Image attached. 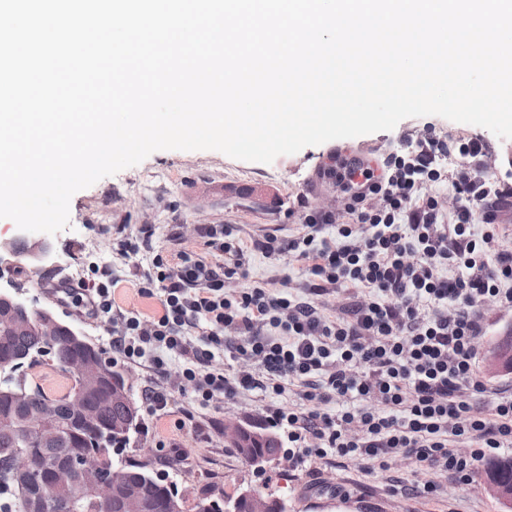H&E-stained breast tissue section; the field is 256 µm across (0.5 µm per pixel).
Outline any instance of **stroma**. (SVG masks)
<instances>
[{
    "label": "stroma",
    "mask_w": 512,
    "mask_h": 512,
    "mask_svg": "<svg viewBox=\"0 0 512 512\" xmlns=\"http://www.w3.org/2000/svg\"><path fill=\"white\" fill-rule=\"evenodd\" d=\"M428 122L442 135H464L471 130L470 125L435 115L404 119L393 130L360 136L358 142L369 148L396 149L408 133H423ZM327 150L324 143L308 146L269 164L236 160L215 150L154 152L141 163L76 192L70 200L68 228L48 238L49 255L35 264L23 263L17 272L0 266V291L16 295L28 306L53 310L108 354L112 351L110 324L53 301L46 286L30 273L36 268L52 270L68 261L86 272L95 265L107 266L120 280V306L152 313L157 304L136 295L141 270L118 256L113 225H153L154 250L199 255L203 252L201 229L229 224L248 248L252 280L298 281L299 262L267 259L252 244L270 233L300 232L288 211L302 193L304 179ZM484 317L489 327L479 341L475 371L488 383L512 388V372L490 367L488 357L495 336L512 323V315L489 306ZM180 372L179 360L169 358L165 380L176 391L173 410L161 417L141 412V427L131 436L122 457L166 476L178 489L190 490L185 512H195V500L203 495L232 496L247 487L275 493L287 502L288 512H505L488 490L480 469L472 481L458 483L444 472L416 474L403 459L393 461L386 470L367 467L354 458L324 460L318 462L314 479L285 452L266 466L251 465L225 441V424L263 429L269 402L307 411L298 383L288 382L277 395L243 391L224 404L203 408L193 404L190 394L178 393ZM184 407L192 409L195 419L184 428H175L174 413ZM426 482L438 486L439 494L417 493V486Z\"/></svg>",
    "instance_id": "35a3bbf8"
}]
</instances>
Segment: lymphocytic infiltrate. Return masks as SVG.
Masks as SVG:
<instances>
[{"label": "lymphocytic infiltrate", "mask_w": 512, "mask_h": 512, "mask_svg": "<svg viewBox=\"0 0 512 512\" xmlns=\"http://www.w3.org/2000/svg\"><path fill=\"white\" fill-rule=\"evenodd\" d=\"M496 152L484 135L447 138L431 125L402 151H386L381 176L367 174L360 187L330 169L349 196L346 217L303 195L294 211L302 233L257 243L266 258L300 263L306 298L249 282L244 249L226 224L201 230L210 259L153 257L136 285L138 297L156 300L153 315L122 309L106 269L70 296L107 318L124 363L148 364L160 377L166 356L178 357L200 406L299 381L308 411L272 404L265 415L298 465L355 457L385 469L401 457L467 482L487 450L512 447V393L474 372L482 309L512 312V245L486 207L496 191L512 196V173L486 170ZM437 184L452 188V209L432 194ZM230 280L248 286L229 294ZM331 286L366 295L329 318L314 299ZM221 349L259 360L263 377L214 368ZM334 401L345 409L324 412Z\"/></svg>", "instance_id": "lymphocytic-infiltrate-1"}]
</instances>
